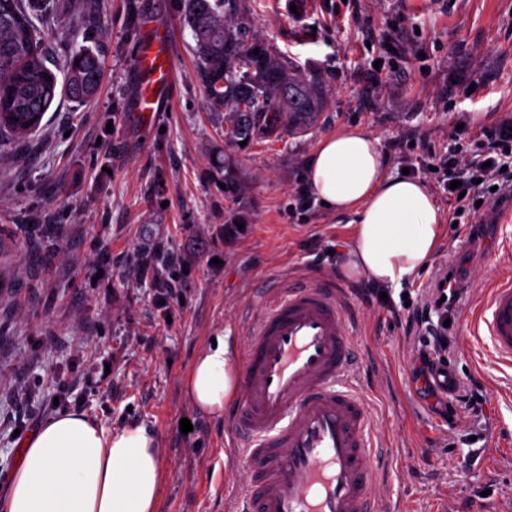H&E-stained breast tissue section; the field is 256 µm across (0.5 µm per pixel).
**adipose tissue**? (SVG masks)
Instances as JSON below:
<instances>
[{"mask_svg":"<svg viewBox=\"0 0 512 512\" xmlns=\"http://www.w3.org/2000/svg\"><path fill=\"white\" fill-rule=\"evenodd\" d=\"M309 190L354 217L344 266L353 280L398 287L434 254L443 213L422 182L384 173L379 138L362 129L324 137L306 164ZM235 350L217 337L196 355L185 382L191 403L221 413L238 394ZM6 512H158L164 478L153 431L109 430L62 411L21 442Z\"/></svg>","mask_w":512,"mask_h":512,"instance_id":"1","label":"adipose tissue"}]
</instances>
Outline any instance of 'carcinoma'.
Returning a JSON list of instances; mask_svg holds the SVG:
<instances>
[{
	"label": "carcinoma",
	"instance_id": "obj_1",
	"mask_svg": "<svg viewBox=\"0 0 512 512\" xmlns=\"http://www.w3.org/2000/svg\"><path fill=\"white\" fill-rule=\"evenodd\" d=\"M59 6V0H0V132L18 139L38 131L58 93L32 13ZM184 19L196 41L207 105L225 110L229 141L250 144L278 129L304 130L324 109L322 81L281 61L252 34L240 0H184ZM101 71L93 52L72 56L66 94L78 102L92 97Z\"/></svg>",
	"mask_w": 512,
	"mask_h": 512
}]
</instances>
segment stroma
Wrapping results in <instances>:
<instances>
[{
    "label": "stroma",
    "mask_w": 512,
    "mask_h": 512,
    "mask_svg": "<svg viewBox=\"0 0 512 512\" xmlns=\"http://www.w3.org/2000/svg\"><path fill=\"white\" fill-rule=\"evenodd\" d=\"M257 35L279 57L317 73L327 105L314 124L239 147L224 135L198 78L183 0H86L40 16L39 44L56 75L89 50L104 63L93 100L56 96L40 131L0 135V502L19 459L15 418L38 427L53 400L111 429L155 431L165 474L158 512H230L244 473L232 460L227 414L187 398L196 353L214 337L247 341L268 289L339 278L353 237L350 216L315 205L292 211L297 184L320 140L359 127L378 137L387 176L401 177L460 148L459 123L491 126L512 111V0H243ZM173 29L179 80L161 127L140 129L125 105L142 18ZM240 185L220 187L225 168ZM485 206L445 226L429 265L390 289L348 281L354 383L371 413L373 445L389 448L375 479L401 512L470 507L483 491L512 496V367L487 340L452 329L446 358L460 396H425L412 379L417 338L391 310L420 296L438 267L463 277L469 311L497 274L512 269V223ZM478 221V238L465 224ZM178 254L179 299L139 280L142 257ZM483 396L481 411L462 394ZM453 405L454 417L442 412ZM195 421L187 436L181 419ZM502 437L479 456L490 427Z\"/></svg>",
    "instance_id": "1"
}]
</instances>
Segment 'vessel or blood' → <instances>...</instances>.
<instances>
[{
    "label": "vessel or blood",
    "instance_id": "obj_1",
    "mask_svg": "<svg viewBox=\"0 0 512 512\" xmlns=\"http://www.w3.org/2000/svg\"><path fill=\"white\" fill-rule=\"evenodd\" d=\"M127 110L150 129L171 105L177 64L169 25L143 20L133 55ZM341 282H307L269 299L241 350L242 396L233 458L247 481L234 512H391L371 487L386 451L372 447L363 398L343 378L356 348L340 299ZM472 334L512 364V275L493 278L467 315ZM430 381L455 395L460 378L438 365Z\"/></svg>",
    "mask_w": 512,
    "mask_h": 512
}]
</instances>
